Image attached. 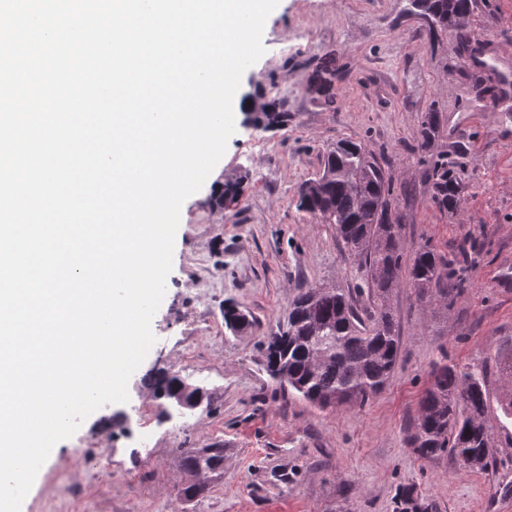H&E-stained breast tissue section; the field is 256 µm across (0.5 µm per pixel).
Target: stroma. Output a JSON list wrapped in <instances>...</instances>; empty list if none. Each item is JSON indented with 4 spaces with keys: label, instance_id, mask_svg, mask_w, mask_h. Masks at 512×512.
<instances>
[{
    "label": "stroma",
    "instance_id": "1",
    "mask_svg": "<svg viewBox=\"0 0 512 512\" xmlns=\"http://www.w3.org/2000/svg\"><path fill=\"white\" fill-rule=\"evenodd\" d=\"M466 27L463 44L430 32L406 0H279L238 95L278 102L282 118L257 128L235 114L224 156L182 206L152 321L157 341L128 382V401L101 406L54 446L21 512H398L407 489L430 512H512V419L497 404V373L495 464L471 472L407 444L436 362L512 353V0H476ZM424 112L438 118L434 151L459 164L460 213L432 200L417 148ZM342 139L388 170L404 255L428 241L453 259L466 245L471 286L445 311L398 289L402 346L387 385L365 403L319 408L270 380L265 338L286 329L302 290L339 286L357 305L368 301L334 225L297 207L299 185ZM229 183L239 198L214 209ZM229 304L251 328L225 327ZM160 371L205 388L208 403L160 422L151 385ZM215 443L223 478L179 503L183 454ZM91 448L111 456V472ZM76 486L85 494L74 501L67 491Z\"/></svg>",
    "mask_w": 512,
    "mask_h": 512
}]
</instances>
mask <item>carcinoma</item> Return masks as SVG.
I'll use <instances>...</instances> for the list:
<instances>
[{"instance_id": "obj_1", "label": "carcinoma", "mask_w": 512, "mask_h": 512, "mask_svg": "<svg viewBox=\"0 0 512 512\" xmlns=\"http://www.w3.org/2000/svg\"><path fill=\"white\" fill-rule=\"evenodd\" d=\"M472 8L473 0H409V13L421 16L430 30H446L458 40L467 36L465 19ZM419 128V148L428 152L438 130L436 113H422ZM428 173L434 204L444 213L457 211L461 198L448 154L431 157ZM297 206L335 226L358 258L370 303L358 309L345 288H309L299 294L291 303L287 329L266 337L265 370L281 387L321 408L368 400L386 386L401 349L393 292L410 288L415 301L447 308L470 287L467 267L428 241L404 259L399 247L404 224L393 206L390 178L354 141H339L324 156L322 173L299 187ZM496 365L504 382L499 406L511 416L512 353ZM180 383L177 376L159 373L154 386L168 396ZM489 406L486 364L439 362L418 403L407 444L423 459L450 454L463 468L483 471L495 459ZM182 463L193 477L221 475L224 448L218 444L187 453Z\"/></svg>"}]
</instances>
